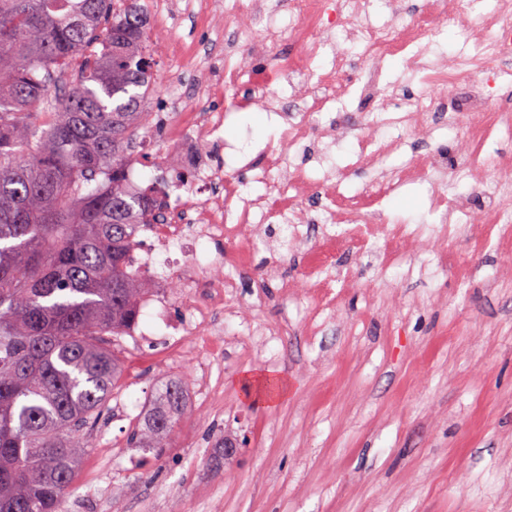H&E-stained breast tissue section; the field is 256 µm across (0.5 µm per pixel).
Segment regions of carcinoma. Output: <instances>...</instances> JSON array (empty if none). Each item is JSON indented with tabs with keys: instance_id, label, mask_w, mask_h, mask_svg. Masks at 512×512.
Instances as JSON below:
<instances>
[{
	"instance_id": "cac0c4a2",
	"label": "carcinoma",
	"mask_w": 512,
	"mask_h": 512,
	"mask_svg": "<svg viewBox=\"0 0 512 512\" xmlns=\"http://www.w3.org/2000/svg\"><path fill=\"white\" fill-rule=\"evenodd\" d=\"M148 30L140 0H0V512H65L152 290L133 239L188 186L160 164L129 185L159 76ZM189 410L187 378L164 381L130 443L170 447Z\"/></svg>"
}]
</instances>
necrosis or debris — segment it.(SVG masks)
<instances>
[{
  "label": "necrosis or debris",
  "instance_id": "4bbe7bcc",
  "mask_svg": "<svg viewBox=\"0 0 512 512\" xmlns=\"http://www.w3.org/2000/svg\"><path fill=\"white\" fill-rule=\"evenodd\" d=\"M225 13L224 58L221 78L210 81L203 96L224 91L226 84L248 75V100L278 113L283 120L282 141L264 151L257 176L260 193L244 196L230 176H217L200 167L192 200H175L136 238L132 269L139 275L155 274L157 266L175 259L182 280L194 279L200 261L197 246L203 240L222 239L232 245L235 265L248 263L258 238L277 224L288 227V245L304 250L309 261L301 277L281 281L282 299L321 287L324 273L335 267L341 247L361 239L379 242L382 265L422 256L457 263L448 245L474 225L459 216L479 210L488 224L512 223V153L487 152L485 145L498 131L512 136V110L492 105L496 83L512 77V0H494L491 13L480 16L474 0H421L408 8L405 0H385L388 18L374 20L373 0H235ZM465 35L467 51L440 61L429 56L444 22ZM330 52L331 64L323 71L311 61ZM266 65L251 73L254 56ZM401 58L409 74L426 73L415 92L403 81L384 74L388 58ZM471 75L462 83V75ZM288 86L282 98L278 86ZM363 101L367 109L354 122H321L319 116L347 96ZM175 139L186 154L215 141L224 126L220 112L185 111L179 95L164 105ZM458 135L459 147L447 156L434 146L437 129ZM422 139L423 153L401 167L390 166L395 154ZM350 140L356 145L349 165L330 169L322 179L309 177L292 155L313 153L326 159L333 146ZM364 180L356 195L341 191L356 175ZM467 176L468 193L448 195L447 186ZM430 179L435 184L432 208L440 212L437 224H386L378 208L386 197L409 182ZM323 200L321 213L311 214L306 198ZM333 226L318 244H310L303 226ZM235 283L229 277L211 279L204 293L179 292L184 309L171 323L168 337L210 335L219 316H233L231 297Z\"/></svg>",
  "mask_w": 512,
  "mask_h": 512
}]
</instances>
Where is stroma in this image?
I'll return each instance as SVG.
<instances>
[{
	"label": "stroma",
	"mask_w": 512,
	"mask_h": 512,
	"mask_svg": "<svg viewBox=\"0 0 512 512\" xmlns=\"http://www.w3.org/2000/svg\"><path fill=\"white\" fill-rule=\"evenodd\" d=\"M150 25L165 73L194 68L186 43L221 33L224 17L201 29L164 18ZM208 107L223 113L224 132L203 161L255 194L254 170L281 138L280 116L234 107L227 95ZM243 156L251 168L241 167ZM430 193L418 182L386 198L388 222L437 223ZM450 248L473 260L439 275L424 258L384 268L373 255L343 251L330 279L340 320L303 296L282 301L278 280L259 279L257 269L295 277L303 259L257 244L252 268L224 272L266 304L224 323L209 382L189 379L192 412L154 459L128 437L157 385L188 368L166 341L181 305L162 316L144 309L149 334L119 342L126 371L87 431L91 448L66 512H512V251L494 224ZM351 268L366 288L342 289L338 275ZM283 317L287 335L253 348L263 325ZM267 377L281 384L273 405L255 401ZM237 430L249 437L237 464L213 465L215 440Z\"/></svg>",
	"instance_id": "stroma-1"
}]
</instances>
